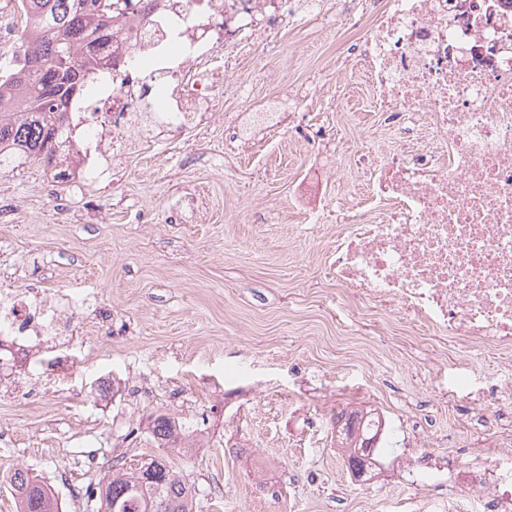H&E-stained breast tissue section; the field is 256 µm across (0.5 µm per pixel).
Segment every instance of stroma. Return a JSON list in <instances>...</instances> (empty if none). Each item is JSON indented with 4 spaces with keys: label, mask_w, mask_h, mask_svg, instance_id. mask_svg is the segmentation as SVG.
Returning <instances> with one entry per match:
<instances>
[{
    "label": "stroma",
    "mask_w": 512,
    "mask_h": 512,
    "mask_svg": "<svg viewBox=\"0 0 512 512\" xmlns=\"http://www.w3.org/2000/svg\"><path fill=\"white\" fill-rule=\"evenodd\" d=\"M386 8L326 0L324 17L280 26L235 74L248 98L226 93L198 126L115 144L107 177L0 172L10 283L91 297L67 315V341L0 366V473L42 477L62 512H86L113 462L155 457L196 488L199 512H416L403 467L425 454L432 512H448L459 465L501 444L444 396L462 352L398 311L379 347L383 317L354 316L322 272L346 227L336 200L360 193V142L390 138L360 64ZM287 92L299 103L285 124L238 146V113ZM312 179L316 194L299 197ZM69 354L66 378L42 370ZM340 408L377 412L399 443L368 481L336 446ZM163 414L187 454L153 441Z\"/></svg>",
    "instance_id": "1"
}]
</instances>
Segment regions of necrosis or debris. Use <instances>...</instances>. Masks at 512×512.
Returning <instances> with one entry per match:
<instances>
[{
	"instance_id": "obj_1",
	"label": "necrosis or debris",
	"mask_w": 512,
	"mask_h": 512,
	"mask_svg": "<svg viewBox=\"0 0 512 512\" xmlns=\"http://www.w3.org/2000/svg\"><path fill=\"white\" fill-rule=\"evenodd\" d=\"M322 0H154L129 14L112 75L77 103L69 137L97 176L106 135L180 128L232 76L240 51L280 21L317 15ZM149 60L163 96L136 74ZM364 73L392 148L361 147L366 174L328 274L354 311L396 309L430 335L501 356L504 371L476 386L462 362L453 392L493 424L512 410V0H390L364 44ZM57 297L0 288V346L8 354L68 330ZM481 512H512V451L454 474Z\"/></svg>"
}]
</instances>
